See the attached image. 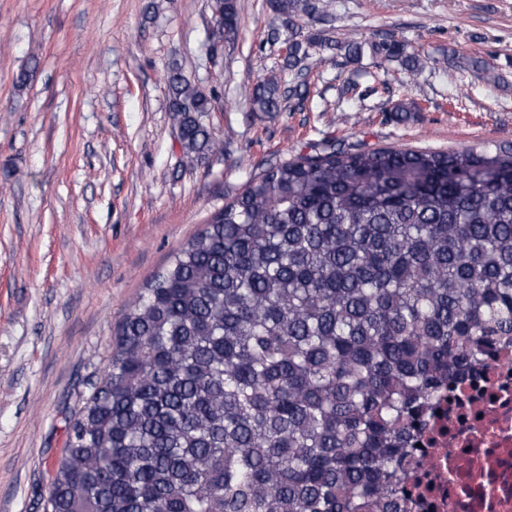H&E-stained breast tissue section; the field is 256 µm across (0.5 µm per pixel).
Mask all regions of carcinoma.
I'll use <instances>...</instances> for the list:
<instances>
[{"label":"carcinoma","instance_id":"obj_1","mask_svg":"<svg viewBox=\"0 0 512 512\" xmlns=\"http://www.w3.org/2000/svg\"><path fill=\"white\" fill-rule=\"evenodd\" d=\"M268 2L290 71L318 50L425 64L303 31L325 0ZM212 6L236 36L239 0ZM166 81L186 157L222 152L214 98L178 65ZM292 98L276 76L249 90L254 112ZM506 344L512 145H313L252 176L132 302L45 512H405L418 420Z\"/></svg>","mask_w":512,"mask_h":512}]
</instances>
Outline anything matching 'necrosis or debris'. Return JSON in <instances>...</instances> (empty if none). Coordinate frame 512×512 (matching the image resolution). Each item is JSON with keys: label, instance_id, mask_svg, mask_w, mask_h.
<instances>
[{"label": "necrosis or debris", "instance_id": "necrosis-or-debris-1", "mask_svg": "<svg viewBox=\"0 0 512 512\" xmlns=\"http://www.w3.org/2000/svg\"><path fill=\"white\" fill-rule=\"evenodd\" d=\"M414 440L407 512H512V350L441 399Z\"/></svg>", "mask_w": 512, "mask_h": 512}]
</instances>
